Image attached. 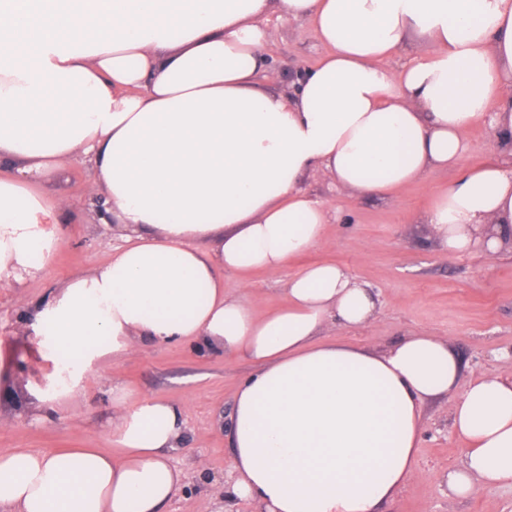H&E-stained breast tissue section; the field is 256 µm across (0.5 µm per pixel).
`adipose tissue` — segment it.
<instances>
[{
    "label": "adipose tissue",
    "instance_id": "ef3b65f1",
    "mask_svg": "<svg viewBox=\"0 0 512 512\" xmlns=\"http://www.w3.org/2000/svg\"><path fill=\"white\" fill-rule=\"evenodd\" d=\"M274 8L309 19L329 49L288 93L263 86ZM414 34L426 56L376 67ZM483 123L512 157V0H0V281L43 275L47 224L71 207L45 184L64 163L90 166L121 243L27 317L73 355L68 393L94 361L147 341L222 349L256 365L230 413L232 494L263 512H384L415 474L422 406L449 398L458 359L424 331L382 350L322 341L378 308L341 265L291 276L287 305L264 315L225 277L324 242L328 211L301 186L311 172L387 198L456 169L424 217L432 240L496 256L512 237V168L461 163ZM449 400L469 444L449 492L512 486V378L482 374ZM112 403V451L0 454V505L165 512L183 489L170 456L183 409L117 382Z\"/></svg>",
    "mask_w": 512,
    "mask_h": 512
}]
</instances>
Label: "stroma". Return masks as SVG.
Here are the masks:
<instances>
[{
	"label": "stroma",
	"mask_w": 512,
	"mask_h": 512,
	"mask_svg": "<svg viewBox=\"0 0 512 512\" xmlns=\"http://www.w3.org/2000/svg\"><path fill=\"white\" fill-rule=\"evenodd\" d=\"M263 48L277 75L267 88L278 91L314 67L327 48L311 23L269 14ZM93 173L69 166L48 191L68 197L71 214L58 219V244L42 278L24 284L0 282V452L16 448L111 449L115 408L113 382L132 398L156 397L182 403L183 442L173 453L184 489L166 512H256L255 503L225 504L224 476L234 468L228 436L218 416L230 410L252 363L220 350H201L182 341L150 342L120 362L103 359L88 371L83 387L70 395L53 391L56 362L41 352L26 314L71 277L106 262L112 236L86 201ZM456 178L440 170L380 199L337 191L328 178L310 175L303 187L329 209L326 239L278 270L258 269L240 278L246 301L265 314L283 307L289 276L308 266L336 263L369 284L382 305L358 329L325 332L328 340L385 348L412 331L446 338L462 365L463 380L499 368V354L512 351V251L488 259L482 252L451 254L437 248L423 218L438 189ZM47 422H38L43 412ZM467 444L451 426L446 401L423 408L416 474L385 512H512V487L487 485L469 497L449 496L448 470L462 465Z\"/></svg>",
	"instance_id": "stroma-1"
}]
</instances>
